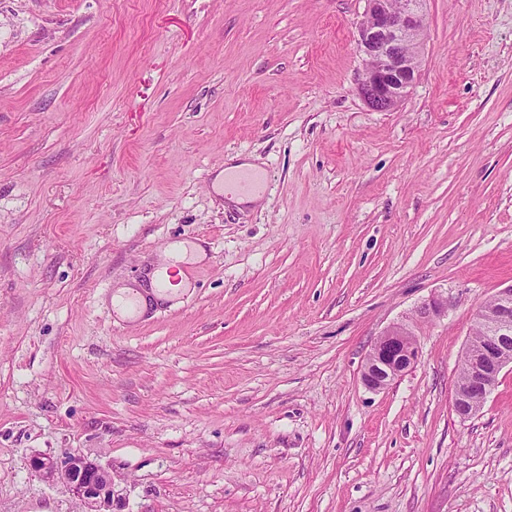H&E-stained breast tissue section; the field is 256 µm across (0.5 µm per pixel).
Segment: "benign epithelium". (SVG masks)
Here are the masks:
<instances>
[{
  "label": "benign epithelium",
  "instance_id": "1",
  "mask_svg": "<svg viewBox=\"0 0 512 512\" xmlns=\"http://www.w3.org/2000/svg\"><path fill=\"white\" fill-rule=\"evenodd\" d=\"M427 35L425 0H366L359 24L357 49L363 60L356 92L373 111L391 112L407 99L417 82ZM448 311V299L434 298L420 309L423 318ZM471 337L464 351L468 369L456 381L452 408L463 419L476 416L497 384L502 370L512 365V284L499 289L490 303L479 304L472 317ZM419 359L415 333L409 325L387 327L371 347L361 374L371 391L389 387ZM32 473L48 483H61L82 512H116L112 471L78 450L61 456L36 454L29 459Z\"/></svg>",
  "mask_w": 512,
  "mask_h": 512
}]
</instances>
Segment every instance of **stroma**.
<instances>
[{"mask_svg":"<svg viewBox=\"0 0 512 512\" xmlns=\"http://www.w3.org/2000/svg\"><path fill=\"white\" fill-rule=\"evenodd\" d=\"M365 0H0V512H512V367L451 397L512 284V0H427L410 96L355 92ZM259 204L213 189L233 158ZM198 243L174 301L122 287ZM448 298L446 316L419 310ZM420 357L361 382L389 324ZM235 171L239 172H236L231 176V182L233 187L238 192L229 182L225 183L224 181V197H226L229 203L237 206H249L257 204L261 199V193L251 192L262 190L265 187L267 181L266 175L260 172H255L260 171V169L253 163L244 159H239L235 162H232L224 168V174L226 173L227 175ZM32 473L48 483H62L82 512H116L112 498V471L78 450L62 456L36 454L29 459Z\"/></svg>","mask_w":512,"mask_h":512,"instance_id":"obj_1","label":"stroma"}]
</instances>
